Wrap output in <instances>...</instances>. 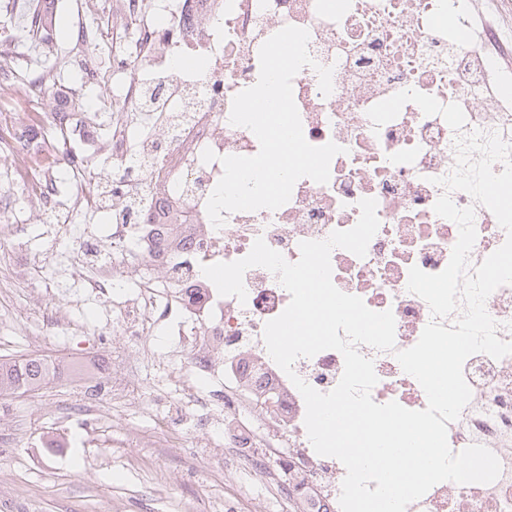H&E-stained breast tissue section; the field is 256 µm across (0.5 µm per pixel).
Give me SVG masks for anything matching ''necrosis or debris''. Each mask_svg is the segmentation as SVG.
<instances>
[{
  "label": "necrosis or debris",
  "mask_w": 512,
  "mask_h": 512,
  "mask_svg": "<svg viewBox=\"0 0 512 512\" xmlns=\"http://www.w3.org/2000/svg\"><path fill=\"white\" fill-rule=\"evenodd\" d=\"M474 0H124L120 13L103 8L105 22L127 41L117 65L126 69L122 109L105 115L107 137L90 126L67 137L90 141L93 152L72 169L68 207L55 199L56 175L70 154L56 147L46 158V118L29 113L23 126L0 135L26 195L42 209L47 242L58 246L76 212L123 200L107 235L83 232L77 266H89L88 293L111 305L129 277L139 286L119 307L128 341L167 327L184 361V399L169 403L164 423L176 436L193 432L195 413L210 409L205 427L216 448L236 451L254 471L278 481L295 512H341L346 470L318 455L304 425L305 402L267 352L265 324L290 302L277 277L262 267L244 274L246 302L219 295L201 268L246 256L264 238L288 262L299 244L323 240L358 221V203L377 201L379 228L365 257L331 253L332 281L374 311L392 310L396 347L415 345L432 315L407 289L408 272L442 271L458 238L457 226L435 214L443 189L434 185L455 164V133L442 116L424 115L413 103L381 128L367 116L376 103L405 90L459 104L464 133L479 130L512 142V101L501 96L512 82V32L492 18H477ZM308 30L309 53L333 69V91L322 95L314 68L292 82L306 140L335 142L342 151L330 164V180L303 178L277 210L227 214L214 228L206 203L223 175L222 157L252 156L259 142L247 128L231 125L232 100L259 77L261 45L285 26ZM31 88L19 76V56L0 40V101L26 104ZM216 158L203 162L204 150ZM454 203L475 206L477 239L469 256L477 266L506 240L493 213L456 191ZM378 382L374 402H398L422 410L427 397L405 373L394 352L360 346ZM344 360L325 350L298 359L296 374L322 393L338 384ZM472 398L448 430L453 452L480 444L501 463L490 484L442 482L406 512H512V356L478 353L464 364Z\"/></svg>",
  "instance_id": "1"
}]
</instances>
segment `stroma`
I'll use <instances>...</instances> for the list:
<instances>
[{"instance_id": "1", "label": "stroma", "mask_w": 512, "mask_h": 512, "mask_svg": "<svg viewBox=\"0 0 512 512\" xmlns=\"http://www.w3.org/2000/svg\"><path fill=\"white\" fill-rule=\"evenodd\" d=\"M40 0H15L0 14L5 33L21 55L25 70H53L61 85L73 88L69 111L77 117L111 111L113 100L97 101L96 72L112 66L115 42L100 32L94 57L74 55L82 29L101 19L89 0H56L53 15L69 34L54 43L35 45L26 37V14ZM10 164L0 158V200L21 195L6 178ZM20 224L19 256L45 248L38 206L20 202L0 213V227ZM87 270L72 265L59 248L42 272L24 287L0 292V356L49 355L74 365L80 354L103 351L112 358L111 378L124 395L83 396L75 400L66 386L0 395V512H294L276 492V482L254 475L226 455L225 469L203 468L199 448L181 445L158 427L151 410L164 397L179 395L182 364L170 356L165 337H146L142 350L127 349L119 336L99 343L91 336L38 338L39 309L52 307L67 318L113 322L83 288Z\"/></svg>"}]
</instances>
